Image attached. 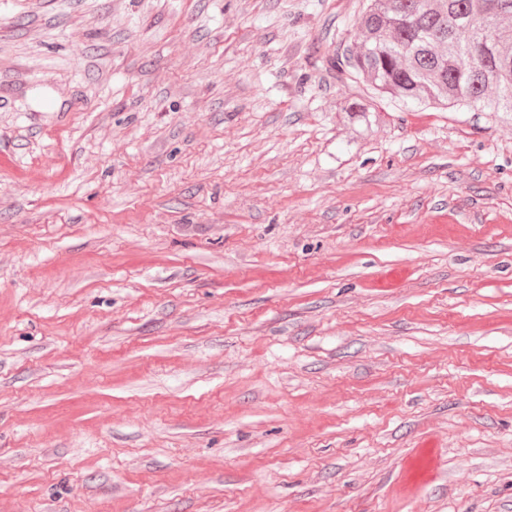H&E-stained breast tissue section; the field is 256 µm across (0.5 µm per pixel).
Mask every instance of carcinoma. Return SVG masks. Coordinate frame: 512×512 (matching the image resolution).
I'll return each instance as SVG.
<instances>
[{
    "instance_id": "cac0c4a2",
    "label": "carcinoma",
    "mask_w": 512,
    "mask_h": 512,
    "mask_svg": "<svg viewBox=\"0 0 512 512\" xmlns=\"http://www.w3.org/2000/svg\"><path fill=\"white\" fill-rule=\"evenodd\" d=\"M512 0H368L332 66L403 102L512 113Z\"/></svg>"
}]
</instances>
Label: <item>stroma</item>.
I'll return each instance as SVG.
<instances>
[{
	"mask_svg": "<svg viewBox=\"0 0 512 512\" xmlns=\"http://www.w3.org/2000/svg\"><path fill=\"white\" fill-rule=\"evenodd\" d=\"M364 3L0 0V512H512V121Z\"/></svg>",
	"mask_w": 512,
	"mask_h": 512,
	"instance_id": "stroma-1",
	"label": "stroma"
}]
</instances>
